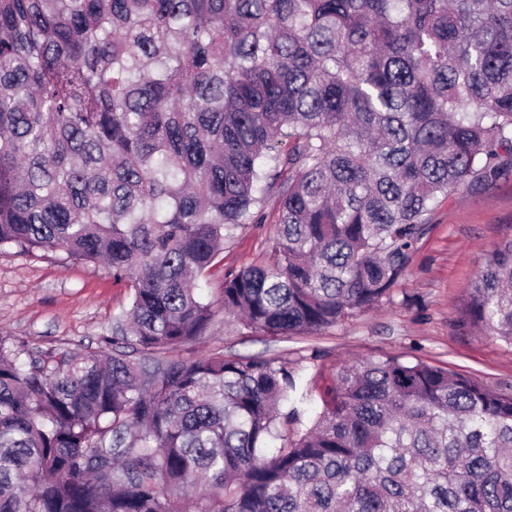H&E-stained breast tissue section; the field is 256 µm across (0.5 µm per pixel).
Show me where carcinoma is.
<instances>
[{"label": "carcinoma", "instance_id": "obj_1", "mask_svg": "<svg viewBox=\"0 0 512 512\" xmlns=\"http://www.w3.org/2000/svg\"><path fill=\"white\" fill-rule=\"evenodd\" d=\"M508 172L512 0H0V251L130 289L106 349L0 336V512H512V395L382 356L290 440L286 364L167 356L265 193L223 309L278 338L391 299L426 213ZM461 323L512 347V237Z\"/></svg>", "mask_w": 512, "mask_h": 512}]
</instances>
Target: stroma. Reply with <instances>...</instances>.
I'll return each instance as SVG.
<instances>
[{"label": "stroma", "mask_w": 512, "mask_h": 512, "mask_svg": "<svg viewBox=\"0 0 512 512\" xmlns=\"http://www.w3.org/2000/svg\"><path fill=\"white\" fill-rule=\"evenodd\" d=\"M264 212L265 223L239 230L225 243L221 263L202 277L201 294L214 309L222 307L225 273L268 263L278 219L275 197L265 198ZM426 224L404 289L392 301L354 313L336 327L290 339H272L219 319L201 340L175 350V357L278 355L302 380L322 388L342 366L402 355L512 393V347L459 323L471 283L494 246L512 236V172L438 204ZM129 301L125 283L115 281L104 265L67 261L59 253L0 252V336L18 337L32 351L98 350Z\"/></svg>", "instance_id": "stroma-1"}]
</instances>
